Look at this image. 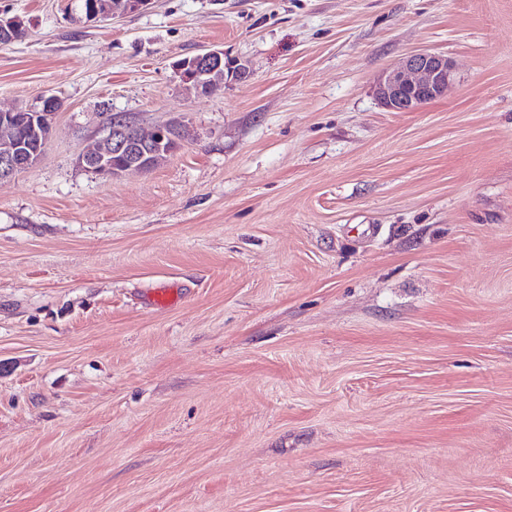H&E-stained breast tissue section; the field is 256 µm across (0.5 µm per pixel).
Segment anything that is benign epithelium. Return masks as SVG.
<instances>
[{"label":"benign epithelium","instance_id":"benign-epithelium-1","mask_svg":"<svg viewBox=\"0 0 512 512\" xmlns=\"http://www.w3.org/2000/svg\"><path fill=\"white\" fill-rule=\"evenodd\" d=\"M150 0H88L83 19L97 23L142 9ZM195 82L197 89L211 90L224 85V51L208 50L177 63ZM455 71L448 56L429 51L411 53L382 73L376 96L393 112H413L425 102L441 97L454 82ZM41 111L28 122V135L41 137L40 128L52 127L56 114L55 100L41 98ZM183 141L182 126L174 121L144 132L121 117L109 118L106 133L86 145L79 153V163L95 174L112 179L127 171L146 172L173 154L170 144ZM42 154L28 152L26 142L0 127V181L34 166Z\"/></svg>","mask_w":512,"mask_h":512}]
</instances>
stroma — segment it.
<instances>
[{
    "label": "stroma",
    "mask_w": 512,
    "mask_h": 512,
    "mask_svg": "<svg viewBox=\"0 0 512 512\" xmlns=\"http://www.w3.org/2000/svg\"><path fill=\"white\" fill-rule=\"evenodd\" d=\"M74 3L0 0V107L61 104L0 181V512H512V0ZM110 115L190 136L105 179ZM149 3L150 0H88L81 19L97 23L140 10ZM177 67L187 74L199 91L221 88L224 85V52L208 50L192 58L183 59ZM454 79V65L448 55L411 53L382 73L376 96L393 112H413L425 101L441 97Z\"/></svg>",
    "instance_id": "stroma-1"
}]
</instances>
